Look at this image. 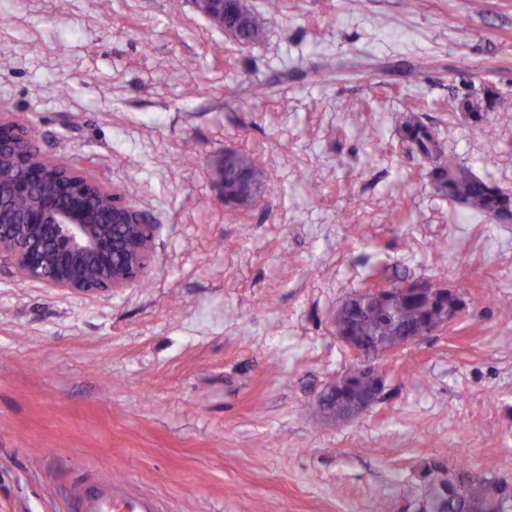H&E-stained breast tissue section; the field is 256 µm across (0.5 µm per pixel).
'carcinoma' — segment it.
Here are the masks:
<instances>
[{
	"mask_svg": "<svg viewBox=\"0 0 512 512\" xmlns=\"http://www.w3.org/2000/svg\"><path fill=\"white\" fill-rule=\"evenodd\" d=\"M224 23L238 32L241 42L250 44L264 35V23L242 0H224ZM396 131L409 151L429 164L428 177L451 203L463 206L475 216H484L502 223L512 222V192L491 180L479 177L445 152L439 133L414 116L394 117ZM224 194L232 197L231 204H251L261 193L262 172L253 161L239 151L224 152L221 166ZM402 278L387 282L388 299L383 304L352 303L355 316L352 332L371 344H384L396 336L413 333L430 324L443 304L401 288ZM344 377L354 381L347 391L336 397V404L351 403L363 397L372 383L359 372L353 362ZM429 482L425 494L431 512H512V498L492 492L494 480L476 475L458 490L447 489L441 475L432 466L426 467Z\"/></svg>",
	"mask_w": 512,
	"mask_h": 512,
	"instance_id": "cac0c4a2",
	"label": "carcinoma"
}]
</instances>
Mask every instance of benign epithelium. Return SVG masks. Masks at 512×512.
<instances>
[{"mask_svg":"<svg viewBox=\"0 0 512 512\" xmlns=\"http://www.w3.org/2000/svg\"><path fill=\"white\" fill-rule=\"evenodd\" d=\"M195 5L224 27V0H195ZM157 229L108 185L45 156L20 118L0 113V261L21 277L88 294L125 288L148 267ZM460 312L451 310L430 330L378 351L334 327L336 338L373 378L375 388L353 414L329 420H353L378 403L385 388L382 361L447 329Z\"/></svg>","mask_w":512,"mask_h":512,"instance_id":"obj_1","label":"benign epithelium"}]
</instances>
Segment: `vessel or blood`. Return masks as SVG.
<instances>
[{
  "label": "vessel or blood",
  "mask_w": 512,
  "mask_h": 512,
  "mask_svg": "<svg viewBox=\"0 0 512 512\" xmlns=\"http://www.w3.org/2000/svg\"><path fill=\"white\" fill-rule=\"evenodd\" d=\"M68 501L71 512H172L165 498L86 467L80 468L72 480Z\"/></svg>",
  "instance_id": "b4317fda"
}]
</instances>
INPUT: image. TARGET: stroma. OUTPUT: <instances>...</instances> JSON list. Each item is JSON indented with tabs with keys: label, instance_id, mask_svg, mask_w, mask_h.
Returning <instances> with one entry per match:
<instances>
[{
	"label": "stroma",
	"instance_id": "35a3bbf8",
	"mask_svg": "<svg viewBox=\"0 0 512 512\" xmlns=\"http://www.w3.org/2000/svg\"><path fill=\"white\" fill-rule=\"evenodd\" d=\"M247 5L253 44L192 0H0V110L159 226L116 292L0 263V512H66L77 461L174 512H416L436 460L512 481V223L450 203L392 122L512 191V0ZM228 149L266 178L245 208L215 186ZM375 273L469 306L320 420L353 361L334 313Z\"/></svg>",
	"mask_w": 512,
	"mask_h": 512
}]
</instances>
